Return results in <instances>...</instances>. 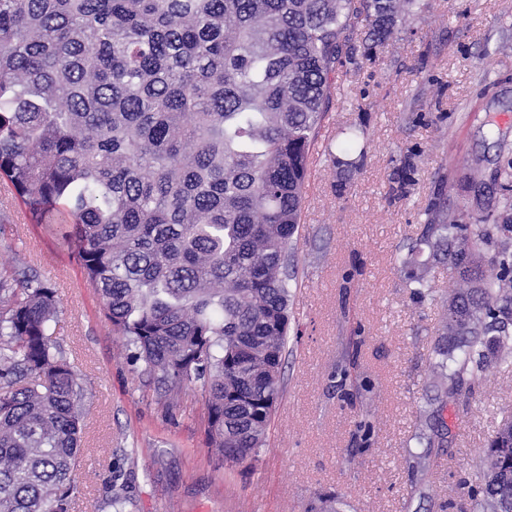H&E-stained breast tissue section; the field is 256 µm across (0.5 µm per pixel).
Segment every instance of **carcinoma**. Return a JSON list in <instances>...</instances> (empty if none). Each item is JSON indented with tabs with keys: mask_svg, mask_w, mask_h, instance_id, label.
Wrapping results in <instances>:
<instances>
[{
	"mask_svg": "<svg viewBox=\"0 0 512 512\" xmlns=\"http://www.w3.org/2000/svg\"><path fill=\"white\" fill-rule=\"evenodd\" d=\"M426 8L424 0H0V177L32 224H63L130 359L167 405L193 387L208 447L256 459L281 396L292 323L291 249L336 70ZM365 130L327 148L358 169ZM512 180V160L442 175L417 244L413 295L439 305L434 396L416 469L512 368V205L449 214L448 196ZM429 250L420 260L419 246ZM448 270L438 294L431 272ZM56 289L18 259L0 267V512H71L87 389L52 340ZM374 424H358L360 446ZM476 479L438 508L512 512V428L476 456Z\"/></svg>",
	"mask_w": 512,
	"mask_h": 512,
	"instance_id": "cac0c4a2",
	"label": "carcinoma"
}]
</instances>
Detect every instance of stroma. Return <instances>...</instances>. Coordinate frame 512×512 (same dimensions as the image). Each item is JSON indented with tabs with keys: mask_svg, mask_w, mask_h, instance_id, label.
I'll return each instance as SVG.
<instances>
[{
	"mask_svg": "<svg viewBox=\"0 0 512 512\" xmlns=\"http://www.w3.org/2000/svg\"><path fill=\"white\" fill-rule=\"evenodd\" d=\"M430 3L376 46L372 60L338 74L319 138L334 143L349 125L364 124L366 156L341 194L326 155L312 158L294 246L298 336L254 461L215 457L197 390L164 405L103 316L59 226L27 223L0 182V262L27 259L56 288L54 336L88 388L72 512H113L116 483L133 512H306L320 493L335 494L338 512H436L441 489L473 477L478 449L512 419V369L493 371L471 415L453 422V443L433 459L429 483L415 487L409 439L432 394L438 311L413 300L399 258L417 239L441 175L477 160L490 170L512 157V0ZM487 120L493 130L481 129ZM407 156L416 182L407 197L391 198ZM357 330L359 371L374 386L367 406L331 376ZM366 408L375 443L361 450L356 424Z\"/></svg>",
	"mask_w": 512,
	"mask_h": 512,
	"instance_id": "1",
	"label": "stroma"
}]
</instances>
